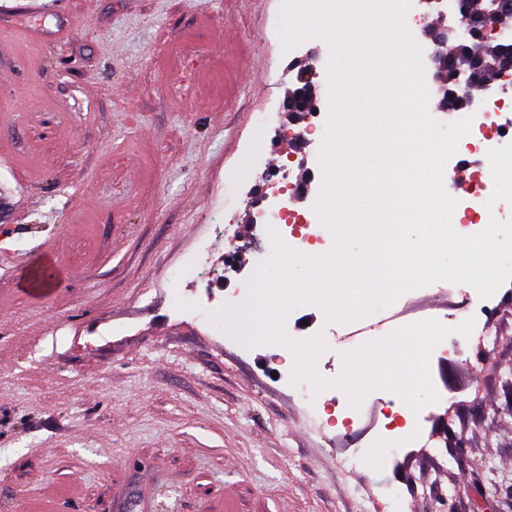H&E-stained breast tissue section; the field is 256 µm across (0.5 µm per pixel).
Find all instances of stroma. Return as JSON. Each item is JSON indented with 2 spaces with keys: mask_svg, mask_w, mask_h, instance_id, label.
<instances>
[{
  "mask_svg": "<svg viewBox=\"0 0 512 512\" xmlns=\"http://www.w3.org/2000/svg\"><path fill=\"white\" fill-rule=\"evenodd\" d=\"M61 47L0 30V512H119L117 489L155 473L154 512H512V280L488 298L490 343L430 358L448 414L444 457L404 442L375 471L336 467L386 422L371 390L348 434L321 441L302 398L276 378L280 352L175 316L164 288L200 239L216 252L188 299L234 305L268 258L255 197L307 178L292 214L311 221L320 136L301 137L284 102L313 60L330 100L327 42L283 51L280 0H43ZM193 41L183 85L174 47ZM60 241L56 299L17 294L23 260ZM481 303L461 284L406 291L369 321L451 327ZM308 340L342 329L317 304L287 319Z\"/></svg>",
  "mask_w": 512,
  "mask_h": 512,
  "instance_id": "stroma-1",
  "label": "stroma"
}]
</instances>
